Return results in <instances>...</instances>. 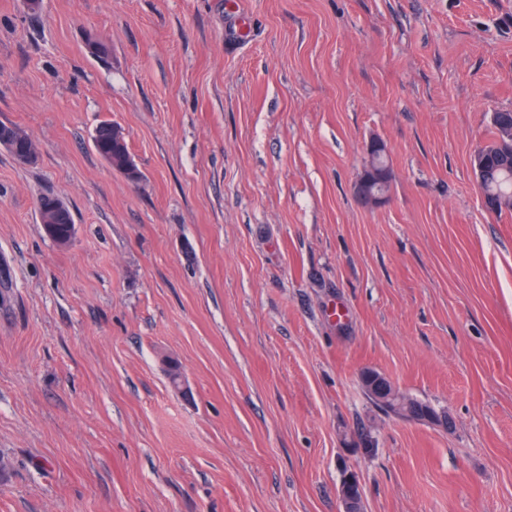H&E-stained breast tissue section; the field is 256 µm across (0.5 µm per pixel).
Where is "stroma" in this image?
I'll list each match as a JSON object with an SVG mask.
<instances>
[{
  "label": "stroma",
  "instance_id": "stroma-1",
  "mask_svg": "<svg viewBox=\"0 0 512 512\" xmlns=\"http://www.w3.org/2000/svg\"><path fill=\"white\" fill-rule=\"evenodd\" d=\"M500 110L512 0H0L37 149L0 148V512H341L346 468L364 512H512V212L470 164ZM115 126L117 125L109 121L101 122L95 129L93 146L114 169L124 172L123 167L129 155V150L123 132L117 134ZM126 166L130 170L136 169L131 157L128 159ZM137 175L138 171L136 169V176ZM375 149H380L378 156L370 152L371 150ZM366 150L367 152H369L370 154L374 155L377 158L376 165L380 164L385 166V168L377 170L372 169L374 173L373 178L363 177L359 179V181L356 184V191L358 195L363 198L364 201L368 203L377 204L384 198V194L381 192L379 187H375V184L383 183L387 174L388 168L385 161L387 155L386 148L380 140L372 139L368 142ZM361 381L362 385L374 400L383 405L392 407L387 408L381 404L370 401L385 414L397 416L396 410L400 415L410 420L429 421L438 425L444 423L443 415L436 412L434 408L426 407L424 404H420L414 399L406 397L388 377L375 371L367 370L363 372Z\"/></svg>",
  "mask_w": 512,
  "mask_h": 512
}]
</instances>
